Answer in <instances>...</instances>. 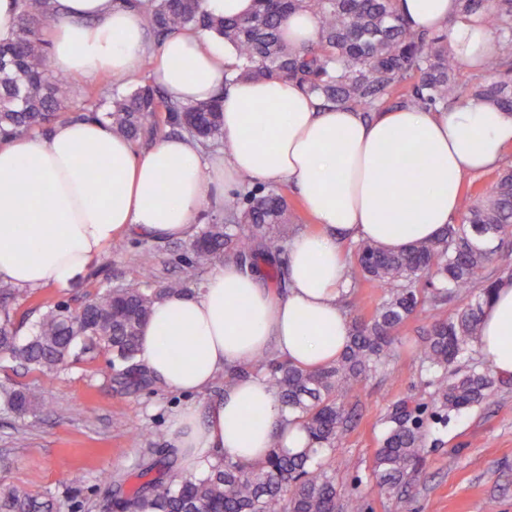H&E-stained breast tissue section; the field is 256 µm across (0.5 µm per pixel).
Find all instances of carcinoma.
<instances>
[{
    "label": "carcinoma",
    "instance_id": "obj_1",
    "mask_svg": "<svg viewBox=\"0 0 512 512\" xmlns=\"http://www.w3.org/2000/svg\"><path fill=\"white\" fill-rule=\"evenodd\" d=\"M201 0H149L147 23L156 44L175 31L192 30L233 43L241 64L225 81L243 78L290 80L324 105L354 108L369 118L386 98L412 80L402 106L446 109L461 97L457 74L462 68L448 49L444 33L414 30L397 10L396 0H257L247 18L216 17L200 8ZM465 13L487 16L502 49L489 62L495 75L475 82L470 96L512 110V0H459ZM18 26L0 39V141L47 132L71 111L72 85L47 68L43 29L50 23V0H17ZM307 11L317 20L315 42L299 49L280 35L293 13ZM77 118L107 124L130 142L155 139L157 114L201 146H224L219 99L196 104L173 102L151 78L118 93L103 86L85 93ZM224 221L202 225L191 249L203 269L215 261L245 257L272 261L283 249L289 206L283 189L224 201ZM512 226V170L497 173L484 196L465 193L457 217L434 240L420 241L399 253L360 243L347 261L350 288L369 283L385 290L368 318L351 321L350 341L336 361L301 368L275 355L247 359L229 369L224 383L259 374L299 426L309 446L292 453L275 441L267 457L252 465L231 459L198 474H184L171 461L146 462L143 474L164 470L127 493L116 492L117 512H338L340 492L322 454L336 447L347 425L345 400L387 361L395 334L413 315L433 317L419 352L434 387L431 406L398 402L373 463L378 490L393 495L408 488L420 466L429 435L426 419L441 422L451 413L487 402L499 380L487 368L464 373L449 368L474 347L480 315L511 267L494 263L496 242ZM183 290L174 281L162 288L146 282L108 285L73 311L63 303L46 306L32 334L17 337L8 308L20 289L0 282V352L26 369L52 371L72 356L112 354L111 379L128 387L149 383L138 362L140 330L163 295ZM470 301L442 315L448 306ZM0 403L17 413L42 406L33 391L0 388ZM0 512H59L57 503L10 484H0Z\"/></svg>",
    "mask_w": 512,
    "mask_h": 512
}]
</instances>
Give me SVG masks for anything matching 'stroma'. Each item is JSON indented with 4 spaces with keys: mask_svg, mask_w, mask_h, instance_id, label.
<instances>
[{
    "mask_svg": "<svg viewBox=\"0 0 512 512\" xmlns=\"http://www.w3.org/2000/svg\"><path fill=\"white\" fill-rule=\"evenodd\" d=\"M154 252V285L170 281L196 288L200 277L191 245L124 235L107 246L87 271L66 288H34L14 303L19 338L32 332L44 305H81L101 285L140 281L139 256ZM429 316L418 315L398 331L403 345L385 368L347 400L353 417L335 451L326 453L341 491L340 512H512V385L487 404L432 428L429 453L408 492L381 494L372 469L387 430L392 402L410 397L430 403L418 348ZM110 353L71 361L62 371L23 370L0 354V385L41 393L43 407L18 414L0 407V482L34 494H50L60 512H112L116 488L140 484L152 449L169 448L172 414L192 401L205 404L224 390L192 398L158 382L133 390L110 380Z\"/></svg>",
    "mask_w": 512,
    "mask_h": 512,
    "instance_id": "1",
    "label": "stroma"
}]
</instances>
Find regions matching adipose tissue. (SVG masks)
<instances>
[{
  "label": "adipose tissue",
  "mask_w": 512,
  "mask_h": 512,
  "mask_svg": "<svg viewBox=\"0 0 512 512\" xmlns=\"http://www.w3.org/2000/svg\"><path fill=\"white\" fill-rule=\"evenodd\" d=\"M397 8L415 29L446 33L471 71L500 50L484 16L461 14L458 0H398ZM50 9L57 72L108 71L123 80L155 52L152 78L172 99L221 96L224 146L207 152L166 137L140 155L106 124L86 119L0 145V280L66 288L121 235L192 238L203 202L223 205L245 175L288 181L320 226L289 242L285 292L227 260L200 288L156 302L139 358L178 394H204L225 369L271 351L302 367L336 359L350 325L340 304L348 288L345 242L397 251L436 237L458 214L463 177L497 168L512 144V113L485 102L385 109L367 119L321 106L287 80L225 84V70L239 60L233 44L180 32L152 47L144 7L51 0ZM83 153L102 163L91 198ZM476 346L495 372L512 375V280L500 281L488 299ZM277 439L294 452L308 444L303 430L285 425L280 401L257 378L233 382L206 408L183 407L170 429L185 473L226 457L261 461Z\"/></svg>",
  "instance_id": "1"
}]
</instances>
